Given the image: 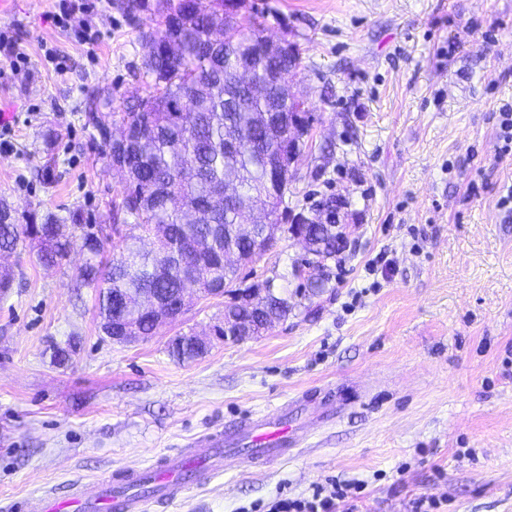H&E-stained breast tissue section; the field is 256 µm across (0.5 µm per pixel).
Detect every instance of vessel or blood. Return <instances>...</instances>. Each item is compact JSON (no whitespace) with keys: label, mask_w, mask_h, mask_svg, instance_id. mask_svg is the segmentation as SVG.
I'll return each mask as SVG.
<instances>
[{"label":"vessel or blood","mask_w":512,"mask_h":512,"mask_svg":"<svg viewBox=\"0 0 512 512\" xmlns=\"http://www.w3.org/2000/svg\"><path fill=\"white\" fill-rule=\"evenodd\" d=\"M240 428L249 433L252 443L251 448L244 452L232 447L231 433L217 429L204 436L203 443L210 453L196 477V486H206L223 474L224 461L229 457L238 458L242 467L255 468L287 456L294 428L283 414L266 415L255 423L244 422ZM184 468L183 454L178 451L163 461L124 472L121 483L112 485V492H105V485L110 483L108 477L103 476L79 484L75 492L66 498L29 496L13 502L11 508L13 512H85L87 506L92 505L97 512H145L146 497L130 492V485L142 477H151L158 488V499L173 501L187 487L182 478Z\"/></svg>","instance_id":"obj_1"}]
</instances>
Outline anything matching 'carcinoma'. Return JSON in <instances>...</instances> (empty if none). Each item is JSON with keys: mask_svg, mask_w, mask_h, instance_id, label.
Listing matches in <instances>:
<instances>
[{"mask_svg": "<svg viewBox=\"0 0 512 512\" xmlns=\"http://www.w3.org/2000/svg\"><path fill=\"white\" fill-rule=\"evenodd\" d=\"M246 0H215L205 12L196 0H156L162 27L141 32L146 48L144 95L124 112L85 114L86 123L118 125L120 138L105 146L112 167L124 177L120 202L110 223L95 232L76 210L65 221L55 213H35L17 224L0 200V254L20 242L39 243L47 266L74 250L84 256V281L98 289V324H136L150 336L156 327L135 311L112 306L118 297L136 301L158 293L172 297L195 288L198 298L224 287V277L241 281L243 271L277 243L282 198L270 197L267 159L288 151V112L305 103L276 85L256 93L240 82V70L265 75L263 24L248 25L235 15ZM116 239L112 261L102 259L103 237ZM336 223L305 235V249L321 269L339 251ZM261 308L267 329L285 319L291 306L271 286L238 289L227 309L247 321ZM78 343L49 346L61 365ZM169 353L182 361L199 357L185 336L173 338Z\"/></svg>", "mask_w": 512, "mask_h": 512, "instance_id": "cac0c4a2", "label": "carcinoma"}]
</instances>
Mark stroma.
Returning a JSON list of instances; mask_svg holds the SVG:
<instances>
[{
	"label": "stroma",
	"instance_id": "stroma-1",
	"mask_svg": "<svg viewBox=\"0 0 512 512\" xmlns=\"http://www.w3.org/2000/svg\"><path fill=\"white\" fill-rule=\"evenodd\" d=\"M89 0L69 29L55 0H13L0 34V196L16 210L107 223L125 186L85 122L125 111L145 81L140 35L153 10ZM267 35L301 56L288 84L314 116L292 167L288 205L314 217L326 197L352 227L311 293L301 242L280 234L249 283L293 309L262 336L219 342L189 362L170 338L224 318L199 301L155 336L115 344L98 329L80 255L39 266L28 248L0 296V512L15 499L67 496L73 483L145 466L212 428L336 392L339 415L304 453L222 476L148 512H246L327 480L362 484L361 512H512V150L498 108L512 101V0H248ZM100 30L94 44L84 28ZM77 341L64 365L46 347Z\"/></svg>",
	"mask_w": 512,
	"mask_h": 512
}]
</instances>
